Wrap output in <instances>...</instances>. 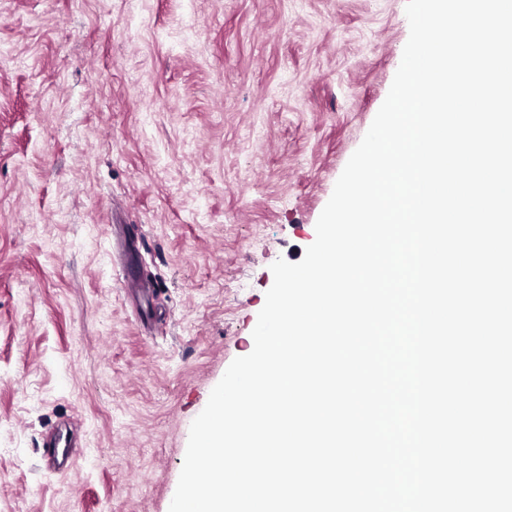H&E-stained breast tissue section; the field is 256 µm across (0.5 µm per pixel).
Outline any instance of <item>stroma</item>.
<instances>
[{
  "mask_svg": "<svg viewBox=\"0 0 512 512\" xmlns=\"http://www.w3.org/2000/svg\"><path fill=\"white\" fill-rule=\"evenodd\" d=\"M405 4L0 0V512H169L272 264L387 97Z\"/></svg>",
  "mask_w": 512,
  "mask_h": 512,
  "instance_id": "stroma-1",
  "label": "stroma"
}]
</instances>
